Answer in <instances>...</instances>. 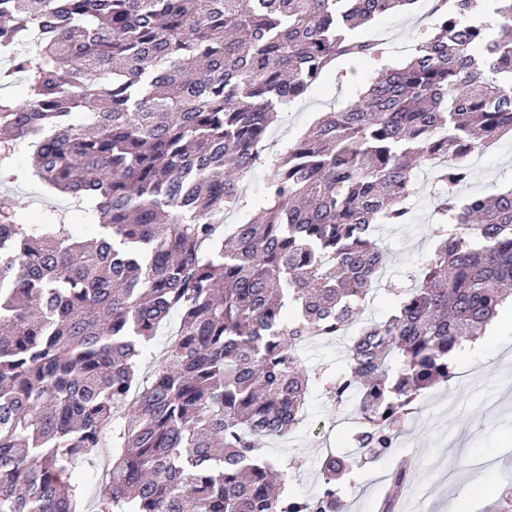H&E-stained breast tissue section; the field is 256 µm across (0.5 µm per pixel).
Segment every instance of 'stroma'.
Here are the masks:
<instances>
[{
  "instance_id": "stroma-1",
  "label": "stroma",
  "mask_w": 512,
  "mask_h": 512,
  "mask_svg": "<svg viewBox=\"0 0 512 512\" xmlns=\"http://www.w3.org/2000/svg\"><path fill=\"white\" fill-rule=\"evenodd\" d=\"M438 19L430 0H416L404 13L376 17L368 27L355 30L358 39L383 43L381 62L364 59L338 61L323 83L304 98L278 109V120L268 135L277 148L300 139L321 113L337 109L359 94L382 65L405 62L421 36ZM29 148L20 145L15 165L21 174L7 190L17 201L26 221L40 222L50 208L68 212L78 234L93 238L97 227L91 204H79L63 195H49L35 177L26 173ZM420 186L411 198L414 221L382 225L378 236L389 257L385 283L372 292L360 322L381 321L393 310V288L410 286V277L433 249L434 199L432 180L424 170L414 173ZM512 186V138L490 145L470 179L461 185L465 196L490 195ZM347 337L316 338L298 350L309 367L343 372L348 364ZM358 427L353 405L335 406L324 392L311 388L305 418L294 433L265 443L263 451L273 458L294 461L292 489L311 497L319 488V468L327 453H354L352 436ZM512 455V325L503 324L495 341L460 354L453 378L431 389L420 407L409 415L399 446L374 462L360 464L347 480L344 499L347 512H379L388 476L406 458L416 468L409 476L408 498L425 500V512H450L461 494L485 487L487 494L476 512H501L512 501V472L504 467L481 469L482 460Z\"/></svg>"
}]
</instances>
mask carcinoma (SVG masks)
<instances>
[{
  "label": "carcinoma",
  "instance_id": "1",
  "mask_svg": "<svg viewBox=\"0 0 512 512\" xmlns=\"http://www.w3.org/2000/svg\"><path fill=\"white\" fill-rule=\"evenodd\" d=\"M413 0H0L13 46L0 98V185L29 140L49 191L94 201L98 239L63 214L26 224L0 193V512H77L82 469L103 463L94 512H343L357 458L326 455L317 494L261 453L302 422L311 384L362 420L359 452L398 447L417 398L453 375L461 340L512 297V187L461 198L460 159L512 134V0L492 27L451 0L409 61L383 68L284 151L276 107L342 57L380 60L350 31ZM268 155L254 200L242 177ZM435 247L384 321L350 338L349 368L297 355L342 336L386 255L380 224H410L411 166L435 156ZM230 210L256 211L226 233ZM177 334L139 384V346ZM408 471L388 478L381 512Z\"/></svg>",
  "mask_w": 512,
  "mask_h": 512
}]
</instances>
